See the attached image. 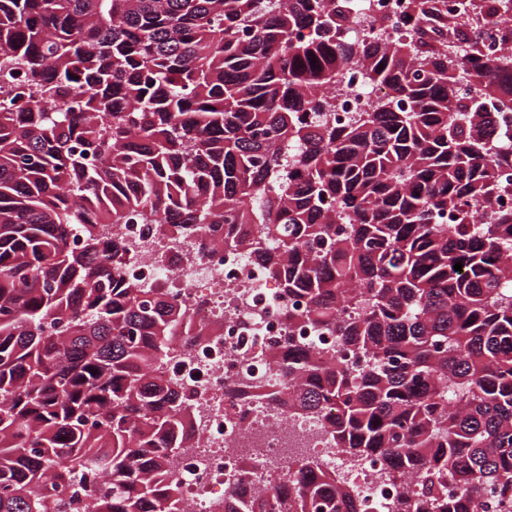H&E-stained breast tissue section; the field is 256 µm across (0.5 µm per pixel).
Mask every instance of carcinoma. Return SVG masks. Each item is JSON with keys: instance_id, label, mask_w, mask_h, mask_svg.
Wrapping results in <instances>:
<instances>
[{"instance_id": "carcinoma-1", "label": "carcinoma", "mask_w": 512, "mask_h": 512, "mask_svg": "<svg viewBox=\"0 0 512 512\" xmlns=\"http://www.w3.org/2000/svg\"><path fill=\"white\" fill-rule=\"evenodd\" d=\"M355 2L0 0V512H186L192 403L158 369L224 321L189 331L101 246L130 223L222 225L303 300L263 398L380 458L389 512L512 489V50L482 38L512 47V0H411L360 41ZM355 69L374 97L339 123ZM360 509L310 457L228 512Z\"/></svg>"}]
</instances>
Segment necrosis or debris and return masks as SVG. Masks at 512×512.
<instances>
[{"label": "necrosis or debris", "instance_id": "obj_1", "mask_svg": "<svg viewBox=\"0 0 512 512\" xmlns=\"http://www.w3.org/2000/svg\"><path fill=\"white\" fill-rule=\"evenodd\" d=\"M409 0H361L346 35L365 38L372 20L398 18ZM123 242L129 249L128 270L148 288H177L191 295L190 323L200 328L224 320L221 335L207 337L193 349L173 345L160 371L184 387L195 402L192 429L196 445L174 458L172 472L181 482L190 512H224V475L249 466V480L236 495L248 497L282 475L294 472L302 458L315 456L358 491L363 512H386L395 490L379 463L336 447L317 416H287L257 395L280 380L281 372L266 352L283 344L287 333L280 319L284 305L275 284L239 253L216 247L200 250L198 237L163 236L156 224H118L104 228L101 242ZM175 262L173 274L160 278L163 265Z\"/></svg>", "mask_w": 512, "mask_h": 512}]
</instances>
